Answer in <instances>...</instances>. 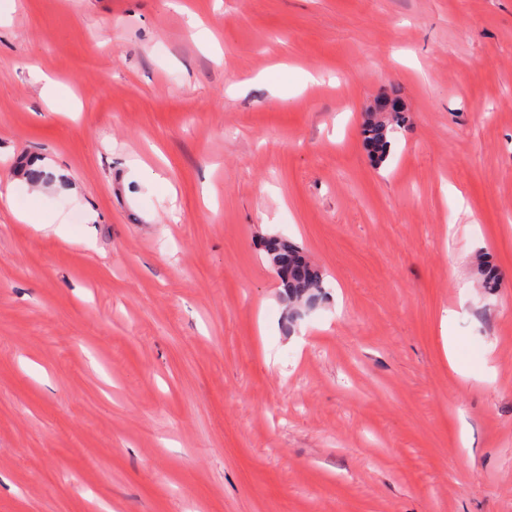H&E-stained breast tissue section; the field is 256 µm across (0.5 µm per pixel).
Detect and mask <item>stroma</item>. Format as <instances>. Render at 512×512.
Masks as SVG:
<instances>
[{"label": "stroma", "instance_id": "35a3bbf8", "mask_svg": "<svg viewBox=\"0 0 512 512\" xmlns=\"http://www.w3.org/2000/svg\"><path fill=\"white\" fill-rule=\"evenodd\" d=\"M180 2L0 0V512H512V0ZM389 112H377L383 109L381 101L375 105L372 112H366L362 128L363 145L370 161L381 165L390 153V136L395 126L404 124V105L398 95L385 98ZM265 251L271 268L285 289L290 333L300 311L311 309L324 299V274L306 259L298 246L286 239H267ZM473 268L480 279L482 288L488 294H494L501 287L500 275L497 269L490 265L483 252H477L472 258Z\"/></svg>", "mask_w": 512, "mask_h": 512}]
</instances>
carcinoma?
<instances>
[{
  "mask_svg": "<svg viewBox=\"0 0 512 512\" xmlns=\"http://www.w3.org/2000/svg\"><path fill=\"white\" fill-rule=\"evenodd\" d=\"M388 112H368L362 128L363 145L374 165L382 164L390 153V136L395 126L405 122L404 105L399 96L385 99ZM20 175L28 182L38 185L53 180L49 171L31 170L26 162H19ZM267 260L285 289L288 300V328H293L300 311L318 305L325 295L324 274L314 267L302 250L286 239L272 237L265 244ZM473 268L482 288L489 294L501 287L497 269L490 265L482 252L472 258Z\"/></svg>",
  "mask_w": 512,
  "mask_h": 512,
  "instance_id": "carcinoma-1",
  "label": "carcinoma"
}]
</instances>
